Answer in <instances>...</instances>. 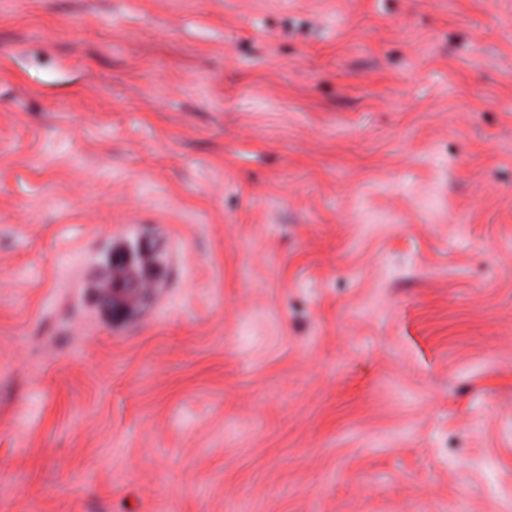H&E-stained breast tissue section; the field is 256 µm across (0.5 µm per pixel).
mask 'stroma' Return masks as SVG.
Masks as SVG:
<instances>
[{
	"instance_id": "stroma-1",
	"label": "stroma",
	"mask_w": 512,
	"mask_h": 512,
	"mask_svg": "<svg viewBox=\"0 0 512 512\" xmlns=\"http://www.w3.org/2000/svg\"><path fill=\"white\" fill-rule=\"evenodd\" d=\"M0 512H512V0H0Z\"/></svg>"
}]
</instances>
